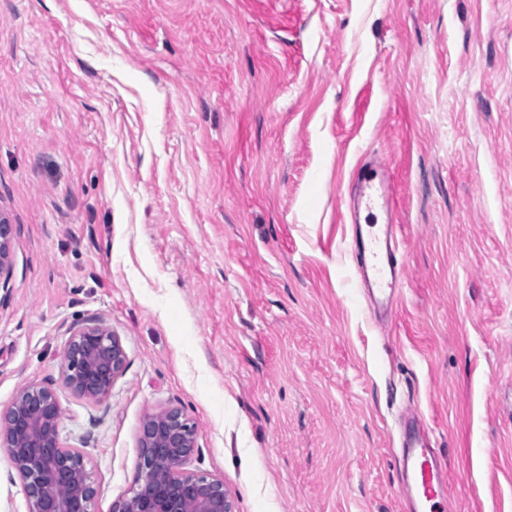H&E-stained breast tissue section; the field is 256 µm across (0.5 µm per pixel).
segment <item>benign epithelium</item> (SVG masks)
Listing matches in <instances>:
<instances>
[{
	"label": "benign epithelium",
	"instance_id": "benign-epithelium-1",
	"mask_svg": "<svg viewBox=\"0 0 512 512\" xmlns=\"http://www.w3.org/2000/svg\"><path fill=\"white\" fill-rule=\"evenodd\" d=\"M14 224L0 213V288L12 266ZM127 355L119 336L92 322L72 334L62 355L66 385L78 396L107 398ZM62 407L56 394L22 387L0 412V445L24 481L27 512H93L96 488L83 455L60 436ZM128 496L112 512H235L224 481L183 470L198 450L195 425L178 408L148 415Z\"/></svg>",
	"mask_w": 512,
	"mask_h": 512
}]
</instances>
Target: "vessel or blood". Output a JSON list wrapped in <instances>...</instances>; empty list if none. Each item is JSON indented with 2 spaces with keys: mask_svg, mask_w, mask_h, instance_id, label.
<instances>
[{
  "mask_svg": "<svg viewBox=\"0 0 512 512\" xmlns=\"http://www.w3.org/2000/svg\"><path fill=\"white\" fill-rule=\"evenodd\" d=\"M355 195L350 222L358 247L359 283L373 294V309L383 308L403 284L391 215L394 192L388 170L359 166L353 177ZM405 479L401 494L410 512H451L444 467L421 433L406 434L403 443Z\"/></svg>",
  "mask_w": 512,
  "mask_h": 512,
  "instance_id": "obj_1",
  "label": "vessel or blood"
}]
</instances>
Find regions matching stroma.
Returning <instances> with one entry per match:
<instances>
[{"instance_id": "obj_1", "label": "stroma", "mask_w": 512, "mask_h": 512, "mask_svg": "<svg viewBox=\"0 0 512 512\" xmlns=\"http://www.w3.org/2000/svg\"><path fill=\"white\" fill-rule=\"evenodd\" d=\"M375 158L385 325L344 219ZM0 211V412L55 392L95 512L169 407L237 512H405L409 412L463 512H512V0H0ZM92 321L127 354L100 402L61 371ZM14 225L9 218L0 212V288L3 290L12 266V241ZM3 280V282H2Z\"/></svg>"}]
</instances>
